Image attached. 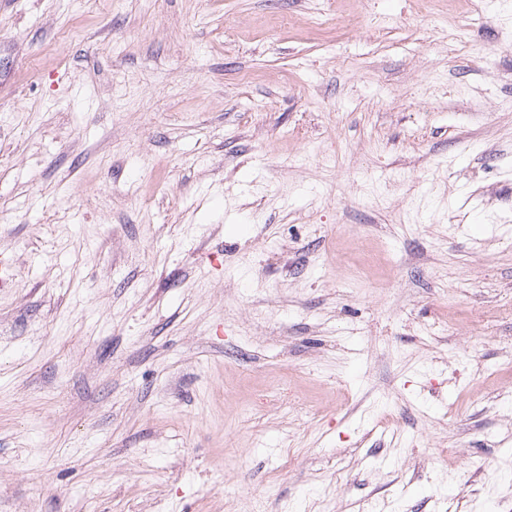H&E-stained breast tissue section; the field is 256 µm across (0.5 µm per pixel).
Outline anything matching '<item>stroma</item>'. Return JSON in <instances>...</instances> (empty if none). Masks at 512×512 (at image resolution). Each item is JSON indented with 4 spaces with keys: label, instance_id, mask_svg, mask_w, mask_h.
<instances>
[{
    "label": "stroma",
    "instance_id": "stroma-1",
    "mask_svg": "<svg viewBox=\"0 0 512 512\" xmlns=\"http://www.w3.org/2000/svg\"><path fill=\"white\" fill-rule=\"evenodd\" d=\"M0 264V512H512V0H0Z\"/></svg>",
    "mask_w": 512,
    "mask_h": 512
}]
</instances>
